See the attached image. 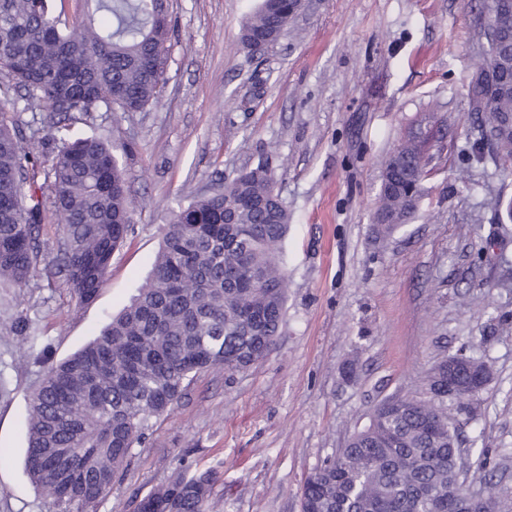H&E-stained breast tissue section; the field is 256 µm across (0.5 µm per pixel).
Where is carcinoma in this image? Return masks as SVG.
I'll use <instances>...</instances> for the list:
<instances>
[{
  "mask_svg": "<svg viewBox=\"0 0 512 512\" xmlns=\"http://www.w3.org/2000/svg\"><path fill=\"white\" fill-rule=\"evenodd\" d=\"M73 22L49 0H0V97L22 88L24 109L47 112L37 140L0 113V282L28 287L40 273L45 190L61 241L58 272L80 303L106 276L133 211L123 168L103 136L73 132L71 114L100 104L139 112L165 83L168 19L160 0H94ZM299 0H260L240 34L244 47L284 24ZM497 47L480 53L470 85L489 107L485 160H512V9L495 14ZM44 181H39V177ZM427 176L411 136L382 163L376 238L388 240L414 212ZM263 164L178 209L153 270L131 304L82 350L56 362L43 347L44 377L30 399L25 467L60 512H94L142 443L151 421L173 409L194 376L240 371L265 355L285 315L288 281L280 244L290 214ZM493 377L474 358L454 369L468 408ZM457 437L448 399L390 396L337 457L304 484L311 512H458L451 488ZM212 471L179 473L134 501L137 512H209ZM488 512H512L486 482Z\"/></svg>",
  "mask_w": 512,
  "mask_h": 512,
  "instance_id": "cac0c4a2",
  "label": "carcinoma"
}]
</instances>
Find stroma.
I'll return each instance as SVG.
<instances>
[{
	"label": "stroma",
	"mask_w": 512,
	"mask_h": 512,
	"mask_svg": "<svg viewBox=\"0 0 512 512\" xmlns=\"http://www.w3.org/2000/svg\"><path fill=\"white\" fill-rule=\"evenodd\" d=\"M257 3L169 0L159 102L75 114L76 132L111 139L136 209L93 302L60 276L0 283V512H56L25 471L43 368L16 322L32 320L55 359L81 349L146 282L174 212L261 162L291 214L276 342L246 370L198 374L96 512H132L183 466L215 469L213 512H301L305 479L376 405L422 395L429 369L460 352L494 370L476 414L448 408L467 484L512 498V162L476 161L468 107L483 0H304L254 56L239 32ZM412 132L435 141L431 174L404 230L379 243L381 161Z\"/></svg>",
	"instance_id": "35a3bbf8"
}]
</instances>
